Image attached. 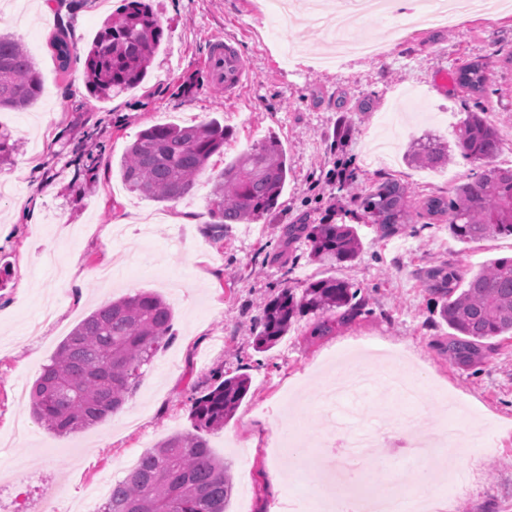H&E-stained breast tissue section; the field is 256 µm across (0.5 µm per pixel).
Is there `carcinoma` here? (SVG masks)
I'll list each match as a JSON object with an SVG mask.
<instances>
[{"label": "carcinoma", "mask_w": 512, "mask_h": 512, "mask_svg": "<svg viewBox=\"0 0 512 512\" xmlns=\"http://www.w3.org/2000/svg\"><path fill=\"white\" fill-rule=\"evenodd\" d=\"M165 30L150 0H123L89 48L87 90L110 99L140 86ZM50 47L61 73L71 56L69 29L58 19ZM458 87L486 92L490 70L474 61L454 72ZM40 94L36 63L13 35L0 33V109L24 110ZM232 132L218 119L190 126L153 125L137 135L120 164L126 189L160 203L180 199L195 185L214 156H224ZM463 157L483 169L448 195L430 196L422 207L444 218L449 233L463 242L512 237V167L492 164L499 151L496 127L470 112L456 132ZM448 143L432 135L413 142L407 159L418 166L444 167L452 160ZM288 157L270 135L224 164L213 178L209 206L212 236L221 238L229 224H254L279 207L288 181ZM411 200L406 188L384 181L370 188L365 209L383 235L403 223ZM288 237L304 240L311 259L329 266L355 260L361 250L357 231L346 224H291ZM442 298L440 314L459 336L454 356L464 357L486 341L512 335V257L494 258L469 276L438 266L429 271ZM358 290L345 280L308 281L297 293L282 289L263 306L255 348L266 351L308 314L356 311ZM174 314L158 294L141 291L104 304L85 317L59 346L30 393L33 416L49 431L66 435L98 424L122 410L128 394L155 352L173 339ZM249 390L243 374L214 379L210 389L191 398L197 433H175L144 452L126 476L112 484L101 512H227L233 492L230 465L214 457L203 433L220 428L235 414Z\"/></svg>", "instance_id": "cac0c4a2"}]
</instances>
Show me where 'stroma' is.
I'll return each instance as SVG.
<instances>
[{
    "label": "stroma",
    "instance_id": "1",
    "mask_svg": "<svg viewBox=\"0 0 512 512\" xmlns=\"http://www.w3.org/2000/svg\"><path fill=\"white\" fill-rule=\"evenodd\" d=\"M121 0H88L70 17L72 58L60 73L49 39L57 16L42 0H0V30L34 57L41 93L25 110H0L20 149L0 166V182L16 192L0 198V512H39L46 494L81 512H99L109 495L102 477L125 476L123 460L174 433L194 432L189 399L217 374L248 375L249 391L224 428L206 432L218 458L232 460L234 495L228 512H303L312 492L303 460L320 454L335 423L318 401L331 363L370 344L414 355L425 387L441 380L469 420L486 426L493 453L475 450L477 479L450 502L452 512H512V338H496L465 360L450 358L452 331L429 287V269L448 265L470 274L490 259L512 256V239H454L428 217L422 199L480 172L455 157L442 170L408 164L404 152L427 134L453 138L477 99L459 89L453 71L480 59L492 71L489 117L501 145L495 164L512 166V9L479 16L463 9L455 27H423L390 40L389 22L362 19L359 32L386 43L376 60L348 58L330 71L314 56L324 27L279 19L275 0H154L165 40L147 81L109 100L85 87L87 50ZM231 44L249 66L234 95L209 82L205 62L214 41ZM219 119L233 131L185 197L158 203L129 193L117 163L137 134L159 124ZM276 135L287 152L288 185L280 207L255 224H232L223 239L208 229L211 176L224 161ZM395 180L411 196L404 224L381 237L362 200L372 185ZM38 206L39 220L20 215ZM290 224H351L360 257L330 270L308 257L303 241L286 242ZM408 240V250L396 243ZM336 276L353 283L364 302L345 317L297 318L271 349L254 346L256 318L284 288ZM160 294L173 309L175 338L146 367L130 400L133 417L108 418L71 435L31 420V390L68 333L100 305L127 294ZM40 335H27L43 311ZM302 423L298 443L277 452L278 429L291 413ZM398 439L381 449L364 474L383 491L392 473L414 492ZM281 472L280 486L270 475Z\"/></svg>",
    "mask_w": 512,
    "mask_h": 512
}]
</instances>
